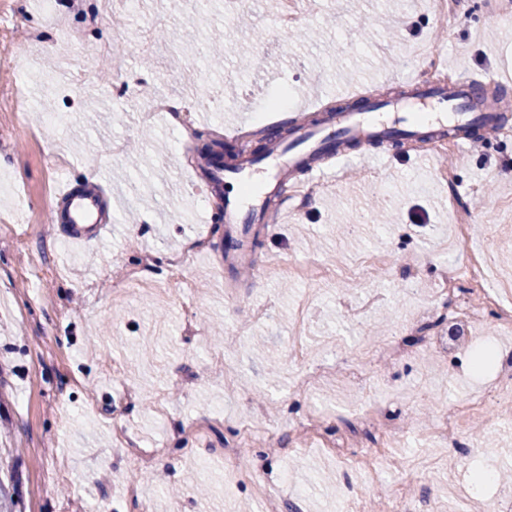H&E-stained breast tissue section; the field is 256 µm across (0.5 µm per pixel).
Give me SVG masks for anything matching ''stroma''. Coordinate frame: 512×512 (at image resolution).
<instances>
[{"mask_svg":"<svg viewBox=\"0 0 512 512\" xmlns=\"http://www.w3.org/2000/svg\"><path fill=\"white\" fill-rule=\"evenodd\" d=\"M304 20L288 33L275 22L280 0L234 11L228 0H141L137 11L110 0H0L12 24L0 32V97L21 85L27 112L0 101V512H135L138 484L152 512H388L415 491L433 512H453L448 490L466 491L468 512L512 485L476 486L478 470L512 467V429L487 430L490 407L474 410L467 453L426 434L459 401L481 398L497 377L475 372L473 354H512L493 325L429 312L439 272L475 250H491L512 273V141L469 150L406 152L349 147L322 194L305 209H281L277 230L259 232L252 279L224 258L222 202L197 190L189 158L204 143L255 125L287 124L318 104L334 109L366 89L400 94L424 81L413 49L437 52L459 74L506 79L512 96V38L503 19L512 0H448L456 18L441 30L429 0H302ZM158 51L140 54L145 21ZM66 30L83 41L63 39ZM224 33L221 68L209 38ZM107 53L93 54V44ZM124 59L126 94L92 79L61 96L59 56L92 68ZM197 100L189 129L158 119L143 137L144 89ZM95 166V191L111 199L102 234L72 241L53 223L62 181ZM453 169L466 203L448 213L439 172ZM466 224V239L453 227ZM209 250L186 270L188 288L118 293L117 273L151 255L150 281L165 258L197 236ZM428 318L427 340L412 330ZM311 363L329 362L307 390L293 343ZM413 340L409 356L382 355ZM360 369L363 383L351 375ZM389 409L394 442L382 431L356 444L392 453L380 484L354 462L296 431L322 418L337 437L366 402ZM277 428L279 450L240 441L239 423ZM160 439L166 453L146 468L120 447L114 429Z\"/></svg>","mask_w":512,"mask_h":512,"instance_id":"1","label":"stroma"}]
</instances>
